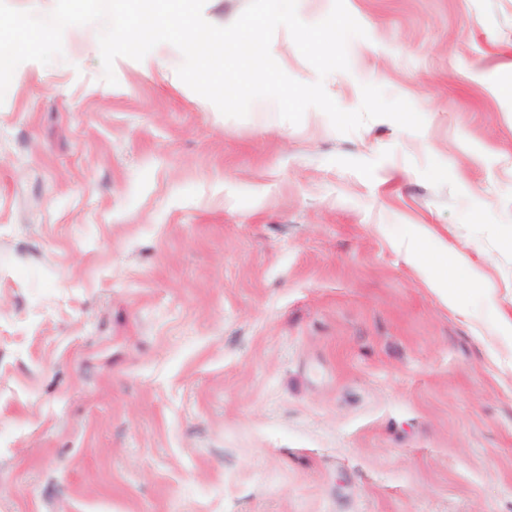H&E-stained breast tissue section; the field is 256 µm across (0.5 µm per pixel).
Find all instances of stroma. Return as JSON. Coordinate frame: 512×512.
<instances>
[{
    "mask_svg": "<svg viewBox=\"0 0 512 512\" xmlns=\"http://www.w3.org/2000/svg\"><path fill=\"white\" fill-rule=\"evenodd\" d=\"M342 134L100 24L0 102V512H512V0H345ZM479 265L481 286L449 284Z\"/></svg>",
    "mask_w": 512,
    "mask_h": 512,
    "instance_id": "obj_1",
    "label": "stroma"
}]
</instances>
